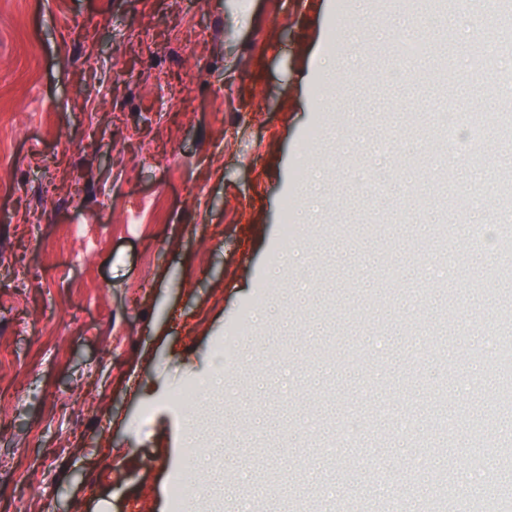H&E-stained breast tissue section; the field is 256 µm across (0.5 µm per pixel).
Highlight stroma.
<instances>
[{"label": "stroma", "instance_id": "1", "mask_svg": "<svg viewBox=\"0 0 512 512\" xmlns=\"http://www.w3.org/2000/svg\"><path fill=\"white\" fill-rule=\"evenodd\" d=\"M390 3L0 0V512L20 497L29 512H226L228 474L236 507L278 512L259 462L317 443L360 461L319 466L328 512L384 472L489 493L453 465L467 433L427 420L480 416L458 389L486 370L454 351L486 338L442 322L452 295L479 296L459 316L486 325L512 282L481 242L443 274L422 232L446 217L419 197L440 165L437 107L453 100L505 152L486 117L512 96L496 68L470 81L484 39L458 26L427 32L447 80L425 78L427 59L389 80L395 39L348 34ZM381 137L383 177L360 180Z\"/></svg>", "mask_w": 512, "mask_h": 512}]
</instances>
